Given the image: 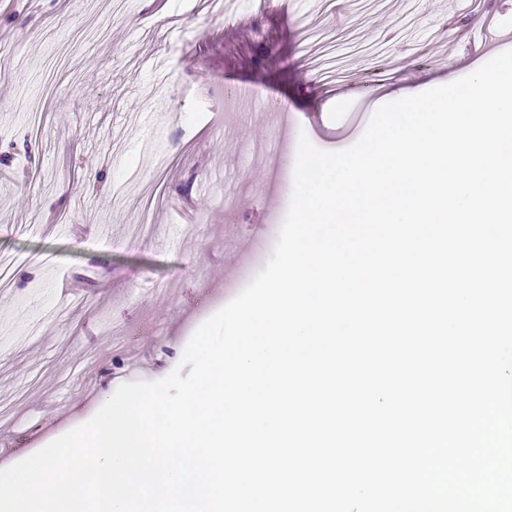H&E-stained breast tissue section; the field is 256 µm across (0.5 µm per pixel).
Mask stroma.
Listing matches in <instances>:
<instances>
[{
	"label": "stroma",
	"mask_w": 512,
	"mask_h": 512,
	"mask_svg": "<svg viewBox=\"0 0 512 512\" xmlns=\"http://www.w3.org/2000/svg\"><path fill=\"white\" fill-rule=\"evenodd\" d=\"M512 0H10L0 8V469L90 420L127 381L169 375L196 329L245 287L226 271L277 240L299 129L353 144L390 94L462 78ZM166 62L168 79L155 75ZM256 91L222 123L215 87ZM191 184L196 224L179 220ZM240 213L225 221L227 206Z\"/></svg>",
	"instance_id": "35a3bbf8"
}]
</instances>
